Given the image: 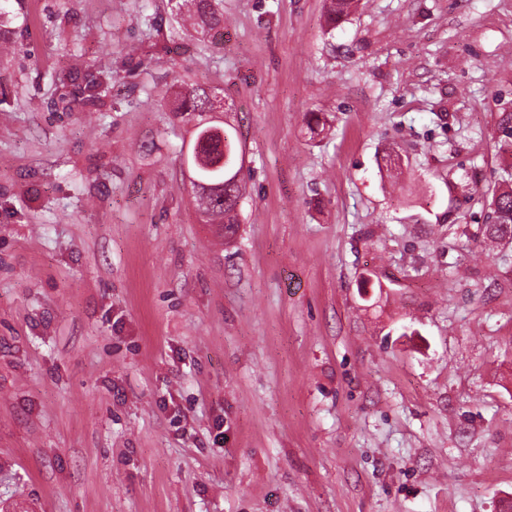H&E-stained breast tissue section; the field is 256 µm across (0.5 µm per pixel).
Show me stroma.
I'll use <instances>...</instances> for the list:
<instances>
[{
  "instance_id": "35a3bbf8",
  "label": "stroma",
  "mask_w": 512,
  "mask_h": 512,
  "mask_svg": "<svg viewBox=\"0 0 512 512\" xmlns=\"http://www.w3.org/2000/svg\"><path fill=\"white\" fill-rule=\"evenodd\" d=\"M326 8L224 0L201 42L170 0H0V512H507L512 0ZM211 90L201 86L183 87L174 92V107L172 112L187 113L205 117L199 126L213 122L212 115L221 112L223 108L217 107L211 111ZM211 111V112H210ZM217 126H208L205 129L203 135H221L223 131L225 134L224 143L221 138H201L202 130L196 131L195 141L191 150V154L187 156V163L192 171V178L206 183H215L224 180L225 171L233 170L238 173L241 172L242 168V150H239L235 141L232 139L228 131L223 125L217 124ZM222 129H221V128ZM199 154L204 155L206 158L216 157L224 158L223 166L219 167L214 171L208 170L197 163V156ZM205 190H201L203 199L201 201V207L199 208V214L201 217H205V202L209 194L222 193L226 197V193L230 192V189L234 191L230 192L232 195L241 194V185L239 176H233L231 173H225L224 184L216 185H204ZM236 198V197H235ZM235 198H227L224 200L222 197L212 199L209 207L207 208L206 220L207 224H223L224 236L225 232L227 235L235 236L238 230V213L235 210L237 201ZM491 220L487 231L499 239H512V187L493 193L491 199Z\"/></svg>"
}]
</instances>
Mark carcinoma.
Listing matches in <instances>:
<instances>
[{
	"instance_id": "obj_1",
	"label": "carcinoma",
	"mask_w": 512,
	"mask_h": 512,
	"mask_svg": "<svg viewBox=\"0 0 512 512\" xmlns=\"http://www.w3.org/2000/svg\"><path fill=\"white\" fill-rule=\"evenodd\" d=\"M223 0H176L177 11L191 24L213 38L224 36ZM353 0H330L327 17L328 26L336 27V22ZM173 111L200 116L211 111V90L201 86L183 87L174 92ZM202 131H196L191 154L187 163L192 177L206 183L224 180V173L233 170L241 172L242 151L238 149L230 134L225 138H203ZM237 201L217 197L211 200L207 208L206 220L209 224H221L224 232L234 236L238 230ZM491 220L487 231L490 236L499 239H512V187L493 193L491 199Z\"/></svg>"
}]
</instances>
